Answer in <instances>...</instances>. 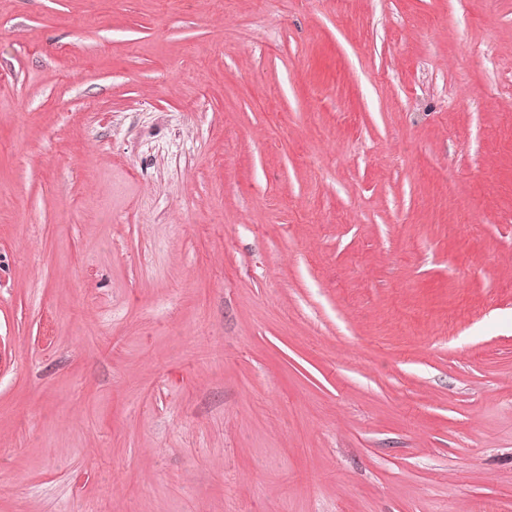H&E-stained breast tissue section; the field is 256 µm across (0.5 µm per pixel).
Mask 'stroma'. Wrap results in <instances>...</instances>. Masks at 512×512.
<instances>
[{"label":"stroma","instance_id":"obj_1","mask_svg":"<svg viewBox=\"0 0 512 512\" xmlns=\"http://www.w3.org/2000/svg\"><path fill=\"white\" fill-rule=\"evenodd\" d=\"M0 512H512V0H0Z\"/></svg>","mask_w":512,"mask_h":512}]
</instances>
